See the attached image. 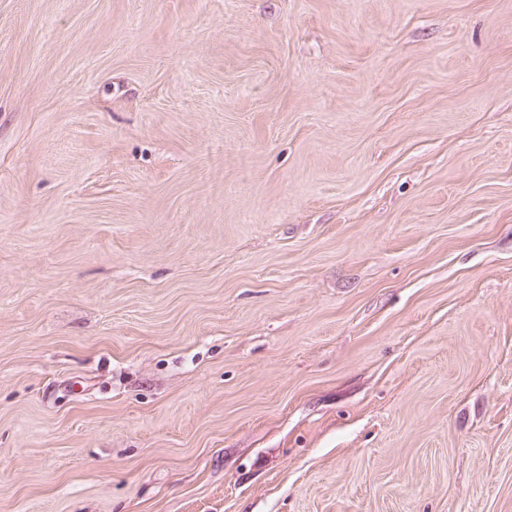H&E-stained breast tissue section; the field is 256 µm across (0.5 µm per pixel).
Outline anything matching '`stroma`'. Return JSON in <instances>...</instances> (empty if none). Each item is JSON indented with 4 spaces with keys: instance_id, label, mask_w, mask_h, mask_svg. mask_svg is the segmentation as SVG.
Wrapping results in <instances>:
<instances>
[{
    "instance_id": "35a3bbf8",
    "label": "stroma",
    "mask_w": 512,
    "mask_h": 512,
    "mask_svg": "<svg viewBox=\"0 0 512 512\" xmlns=\"http://www.w3.org/2000/svg\"><path fill=\"white\" fill-rule=\"evenodd\" d=\"M0 512H512V0H0Z\"/></svg>"
}]
</instances>
